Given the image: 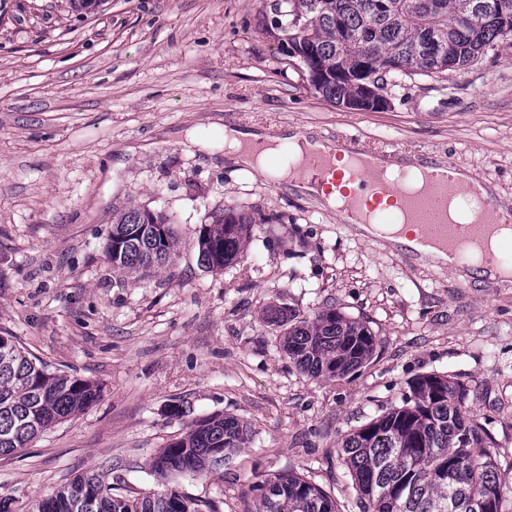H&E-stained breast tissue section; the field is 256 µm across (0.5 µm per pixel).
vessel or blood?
Masks as SVG:
<instances>
[{"label": "vessel or blood", "mask_w": 512, "mask_h": 512, "mask_svg": "<svg viewBox=\"0 0 512 512\" xmlns=\"http://www.w3.org/2000/svg\"><path fill=\"white\" fill-rule=\"evenodd\" d=\"M398 145L387 149L366 147L358 134L319 140L306 152L301 166L312 181L326 191L338 193L352 224H380L390 216L416 228L423 244L444 249L457 248L460 241L478 242L490 238L500 226L512 225V210L501 208L493 199L474 193L471 186L455 183V164L427 152L417 155V168L407 170V179H428L430 187L421 195L409 194L402 182L382 179L372 167L378 160H403ZM470 213L465 223L448 221L449 201Z\"/></svg>", "instance_id": "1"}]
</instances>
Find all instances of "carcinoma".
Instances as JSON below:
<instances>
[{"label":"carcinoma","mask_w":512,"mask_h":512,"mask_svg":"<svg viewBox=\"0 0 512 512\" xmlns=\"http://www.w3.org/2000/svg\"><path fill=\"white\" fill-rule=\"evenodd\" d=\"M260 25L282 54L297 61L313 89L328 101L365 110L377 90L415 75L440 78L482 57L512 49V0H276ZM267 219L224 210L197 239L201 261L213 270L233 265L251 226ZM177 241L167 215L128 208L112 219L105 250L117 270L161 268ZM285 355L314 378L341 380L373 357L377 339L367 321L329 306L309 319L274 309ZM403 405L348 434L341 457L353 478L360 512H503L504 485L495 441L466 409V389L446 375L412 380ZM92 381L58 374L14 337L0 339V456L15 453L49 427L93 405ZM247 426L220 414L187 424L151 462L167 479L189 472L202 456L224 457L246 446ZM249 512H339L316 484L298 474L259 484ZM203 512L198 501L171 488L129 496L98 473L61 486L37 512Z\"/></svg>","instance_id":"obj_1"}]
</instances>
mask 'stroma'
<instances>
[{
  "label": "stroma",
  "mask_w": 512,
  "mask_h": 512,
  "mask_svg": "<svg viewBox=\"0 0 512 512\" xmlns=\"http://www.w3.org/2000/svg\"><path fill=\"white\" fill-rule=\"evenodd\" d=\"M274 3L101 0L79 16L68 0H0V336L101 387L95 405L0 457L10 512H36L88 471L133 496L171 485L214 512H247L266 477L298 473L359 512L343 439L430 373L467 388L512 488V278L374 245L316 198L224 158L228 126L356 130L373 148L449 157L512 208V56L405 80L382 111L346 109L259 26ZM129 206L169 217L166 268L113 270L112 214ZM228 208L267 221L215 271L197 238ZM330 305L377 338L342 380L300 372L264 320ZM216 414L247 425L248 447L209 476L157 478L168 438Z\"/></svg>",
  "instance_id": "35a3bbf8"
}]
</instances>
